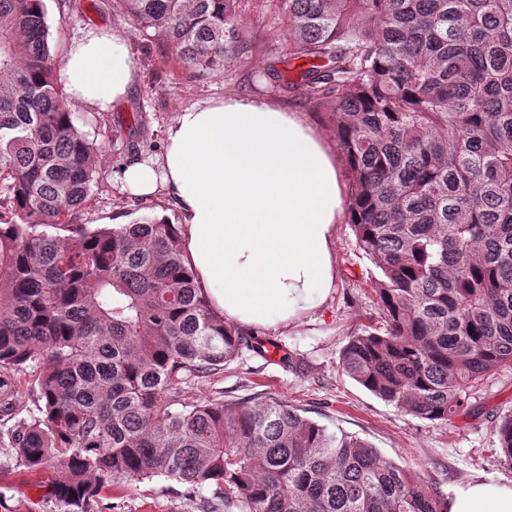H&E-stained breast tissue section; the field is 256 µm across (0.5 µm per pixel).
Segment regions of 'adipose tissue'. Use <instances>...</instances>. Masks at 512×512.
Wrapping results in <instances>:
<instances>
[{"label":"adipose tissue","mask_w":512,"mask_h":512,"mask_svg":"<svg viewBox=\"0 0 512 512\" xmlns=\"http://www.w3.org/2000/svg\"><path fill=\"white\" fill-rule=\"evenodd\" d=\"M135 72L119 38L100 30L72 43L57 77L73 102L104 110ZM122 183L138 197L170 190L187 261L226 321L285 330L331 295L344 185L299 113L234 95L201 101L170 123L160 160L131 162ZM448 512H512V484L473 479L455 489Z\"/></svg>","instance_id":"1"}]
</instances>
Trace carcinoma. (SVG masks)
Segmentation results:
<instances>
[{
    "mask_svg": "<svg viewBox=\"0 0 512 512\" xmlns=\"http://www.w3.org/2000/svg\"><path fill=\"white\" fill-rule=\"evenodd\" d=\"M246 1L282 10L288 58L333 112L348 224L378 272L382 323L342 371L448 422L512 366V0H122L203 70L224 65ZM101 151L58 86L45 0H0V410L35 371L39 415L9 445L55 470L61 512L158 476L224 512H447L424 473L283 402L172 411L181 385L263 345L210 306L175 225L79 222ZM496 432L512 464V414Z\"/></svg>",
    "mask_w": 512,
    "mask_h": 512,
    "instance_id": "obj_1",
    "label": "carcinoma"
}]
</instances>
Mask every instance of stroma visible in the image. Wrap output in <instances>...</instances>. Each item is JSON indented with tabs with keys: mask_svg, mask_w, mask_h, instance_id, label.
<instances>
[{
	"mask_svg": "<svg viewBox=\"0 0 512 512\" xmlns=\"http://www.w3.org/2000/svg\"><path fill=\"white\" fill-rule=\"evenodd\" d=\"M45 0L47 21L58 57L86 32L107 28L116 34L136 63L134 84L126 97L107 112L75 107L79 126L102 140L97 158L111 170L108 183L95 187L86 210L94 223L128 224L143 216L181 224L182 215L168 189L144 199L122 190L123 168L136 160L159 158L166 130L176 112L208 98L227 94L274 103L302 113L335 145L334 116L316 106L297 70L287 66L288 30L277 14L245 8L234 54L223 67L200 70L183 63L176 52L135 31L121 0ZM336 288L319 318L305 319L286 330H257L261 340H273L282 351L300 354L303 363L288 367L282 360L253 352L226 363L221 370L182 385L173 404L180 410L203 400L226 402L273 397L303 410L305 416L341 428L371 443L385 458L425 472L445 494L474 477L512 480V465L499 456L495 426L512 413V368L492 373L477 386L468 413L451 421H429L405 414L342 372L339 357L349 338L381 320L372 290L370 260L359 250L348 223L336 226ZM9 412H0V434L37 412L35 375L18 376ZM52 470H25L12 449L0 447V512H53L48 496L28 498L34 487L50 486ZM201 494L163 477L119 482L103 492L102 512H203Z\"/></svg>",
	"mask_w": 512,
	"mask_h": 512,
	"instance_id": "35a3bbf8",
	"label": "stroma"
}]
</instances>
